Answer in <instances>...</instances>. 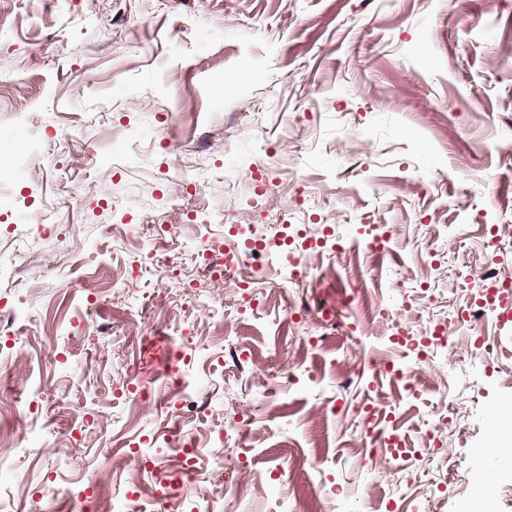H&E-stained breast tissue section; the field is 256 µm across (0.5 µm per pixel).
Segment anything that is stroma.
Instances as JSON below:
<instances>
[{
  "mask_svg": "<svg viewBox=\"0 0 512 512\" xmlns=\"http://www.w3.org/2000/svg\"><path fill=\"white\" fill-rule=\"evenodd\" d=\"M0 19V160H35L0 185L19 329L0 332V424L40 429L0 442L13 512H112L135 491L178 512L194 492L176 496L167 443L185 434L209 512H466L512 398L494 315L459 322L488 286L474 269L512 274V0H0ZM131 128L154 133L135 162ZM154 215L173 230L160 263ZM243 224L287 233L310 277L271 247L254 280L185 259ZM389 362L420 366L417 395ZM177 375L206 411L167 401ZM374 425L405 463L359 456Z\"/></svg>",
  "mask_w": 512,
  "mask_h": 512,
  "instance_id": "obj_1",
  "label": "stroma"
}]
</instances>
